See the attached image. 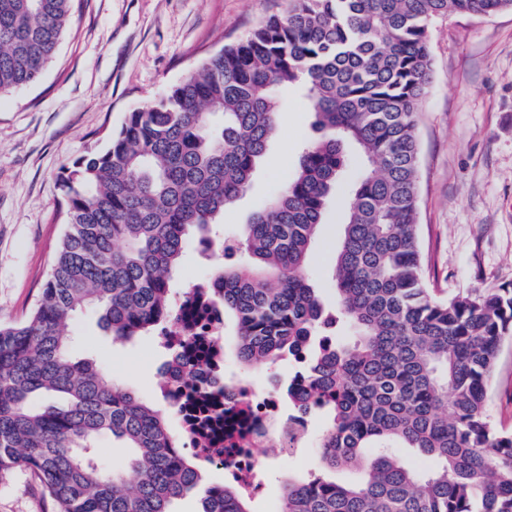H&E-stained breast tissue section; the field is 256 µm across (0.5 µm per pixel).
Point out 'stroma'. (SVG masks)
Here are the masks:
<instances>
[{
  "label": "stroma",
  "instance_id": "35a3bbf8",
  "mask_svg": "<svg viewBox=\"0 0 512 512\" xmlns=\"http://www.w3.org/2000/svg\"><path fill=\"white\" fill-rule=\"evenodd\" d=\"M289 0H74L70 26L40 82L0 95V325L35 307L65 229L59 177L88 150L103 147L128 112L166 93L224 45L245 37ZM434 79L417 126L418 214L426 275L445 295L512 284V9L492 16L451 14L429 30ZM278 134L250 189L227 206L224 236L238 235L292 177L316 138L311 100L298 87L279 93ZM362 172L351 160L327 205L307 275L327 308L343 235L347 192ZM76 356L91 358L107 382L175 414L158 393L152 337L113 340L92 310L69 322ZM498 428L512 431V340L501 347L488 398ZM319 468L317 449H267L264 497L251 512H280L291 478ZM0 512H54L35 478L0 482Z\"/></svg>",
  "mask_w": 512,
  "mask_h": 512
}]
</instances>
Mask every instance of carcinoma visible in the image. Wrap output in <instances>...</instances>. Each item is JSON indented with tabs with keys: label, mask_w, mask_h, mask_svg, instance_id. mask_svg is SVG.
<instances>
[{
	"label": "carcinoma",
	"mask_w": 512,
	"mask_h": 512,
	"mask_svg": "<svg viewBox=\"0 0 512 512\" xmlns=\"http://www.w3.org/2000/svg\"><path fill=\"white\" fill-rule=\"evenodd\" d=\"M73 0H0V92L38 83ZM512 0H291L149 105L59 179L66 230L30 316L0 326V482L31 471L55 512H250L237 485H204L163 415L75 358L68 321L93 308L117 341L155 336L194 375L192 332L176 347L172 270L190 229L204 254L243 253L207 300L234 318L246 369L300 360L326 419L320 473L288 483L282 512H512V432L487 410L495 358L512 337V286L442 296L422 266L416 129L431 82L428 33L443 14L491 16ZM302 85L320 138L285 186L231 240L213 233L242 197L276 132V93ZM357 149L329 311L306 267L327 203ZM351 341L332 334L337 323ZM65 402L29 405L32 394ZM131 448L105 472L95 441ZM414 448L428 470L387 452ZM354 468L341 484L327 473Z\"/></svg>",
	"instance_id": "carcinoma-1"
}]
</instances>
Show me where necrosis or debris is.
<instances>
[{"label": "necrosis or debris", "instance_id": "obj_1", "mask_svg": "<svg viewBox=\"0 0 512 512\" xmlns=\"http://www.w3.org/2000/svg\"><path fill=\"white\" fill-rule=\"evenodd\" d=\"M163 385L182 400L194 387L207 385L219 389L209 429L198 431L186 421L181 427L200 453L223 464L225 478L236 480L251 496L265 493V485L258 477L263 447L275 442L291 453L314 445L311 432L305 427L304 414L282 409L275 379L256 381L234 376L221 360L214 359L191 381L172 369H164Z\"/></svg>", "mask_w": 512, "mask_h": 512}]
</instances>
